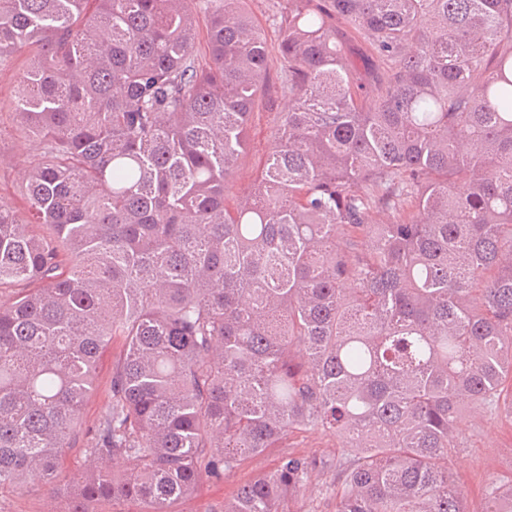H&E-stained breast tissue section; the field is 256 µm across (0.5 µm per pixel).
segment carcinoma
Wrapping results in <instances>:
<instances>
[{"mask_svg":"<svg viewBox=\"0 0 512 512\" xmlns=\"http://www.w3.org/2000/svg\"><path fill=\"white\" fill-rule=\"evenodd\" d=\"M242 4L0 0L38 142L24 211L0 201V495L36 477L60 512H179L320 429L336 512H467L459 402L512 404V0L279 5L292 104L230 202L270 103ZM80 444L96 465L68 474ZM324 466L286 453L222 512H285ZM484 499L503 512L512 478ZM288 97H275L273 110L256 111L252 118L251 141L248 151L240 158L235 175L226 182L225 194L233 199L242 190L254 183L264 165L267 149L278 112L288 111ZM121 351L120 344L111 345L110 349L101 357L97 376V389L83 411V423L88 429H92L110 409V399L107 389L112 379V362ZM288 444V448H272L251 457L235 472L226 475L224 480L204 482L193 494L184 499L178 508L182 512H212L224 507V500L229 498L240 484L274 469L283 453L319 456L335 463L336 448L339 447L340 440L331 433L311 430L293 436Z\"/></svg>","mask_w":512,"mask_h":512,"instance_id":"carcinoma-1","label":"carcinoma"}]
</instances>
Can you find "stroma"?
<instances>
[{
  "label": "stroma",
  "instance_id": "1",
  "mask_svg": "<svg viewBox=\"0 0 512 512\" xmlns=\"http://www.w3.org/2000/svg\"><path fill=\"white\" fill-rule=\"evenodd\" d=\"M21 74V64L0 67V200L13 206L21 203L25 180L36 155L33 144L21 135L12 116ZM288 106V99L279 96L272 110L255 112L250 147L240 158L234 176L226 183L227 197L239 195L254 183L265 162L278 115L287 111ZM120 351V344H113L100 359L97 389L83 411L86 428L97 425L110 409L107 390L112 379V362ZM456 430L462 446L449 457L448 469L464 494L469 512H481L487 483L495 478L512 477V413L504 411L489 416L466 410L458 417ZM339 445L335 435L320 430L293 436L288 449H270L248 459L224 480L204 482L180 503V512H219L225 499L240 484L274 469L282 452L319 456L332 461ZM57 509V501L36 479L30 480L22 492L0 495V512H57Z\"/></svg>",
  "mask_w": 512,
  "mask_h": 512
}]
</instances>
